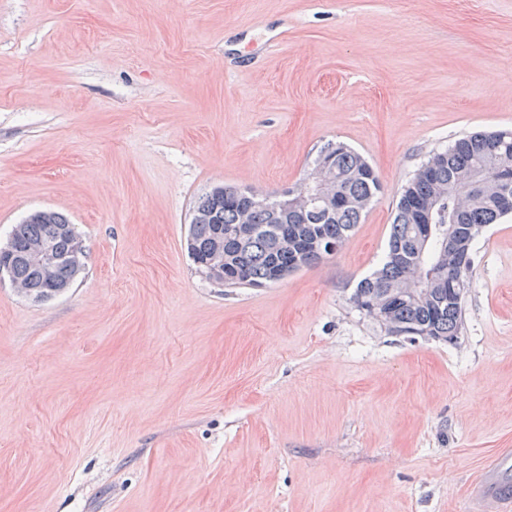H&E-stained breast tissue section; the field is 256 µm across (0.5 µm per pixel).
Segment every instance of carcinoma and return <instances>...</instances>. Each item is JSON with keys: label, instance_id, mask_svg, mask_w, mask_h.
Masks as SVG:
<instances>
[{"label": "carcinoma", "instance_id": "cac0c4a2", "mask_svg": "<svg viewBox=\"0 0 512 512\" xmlns=\"http://www.w3.org/2000/svg\"><path fill=\"white\" fill-rule=\"evenodd\" d=\"M331 161L335 194L313 209L283 215L255 204L246 189L225 185L202 195L194 212L206 218L189 225L187 246L195 263L209 258L224 237V286L260 287L320 261L330 242L341 246L381 193L379 176L366 159L342 143L329 142L314 161ZM512 131H479L432 152L396 203L388 249L379 269L362 279L352 296L360 312L382 316L396 336H457L463 308L448 298L467 273L463 257L480 229L512 215ZM79 235L53 211L15 225L9 245L17 253L38 241L51 244L58 261L50 276L18 260L13 279L40 301L66 290L80 273L67 261Z\"/></svg>", "mask_w": 512, "mask_h": 512}]
</instances>
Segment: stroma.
Wrapping results in <instances>:
<instances>
[{
	"mask_svg": "<svg viewBox=\"0 0 512 512\" xmlns=\"http://www.w3.org/2000/svg\"><path fill=\"white\" fill-rule=\"evenodd\" d=\"M512 129V0H0V247L65 214L83 271L0 281V512H468L512 448V216L453 343L351 302L429 152ZM382 192L339 250L227 288L199 196L294 187L328 141Z\"/></svg>",
	"mask_w": 512,
	"mask_h": 512,
	"instance_id": "35a3bbf8",
	"label": "stroma"
}]
</instances>
